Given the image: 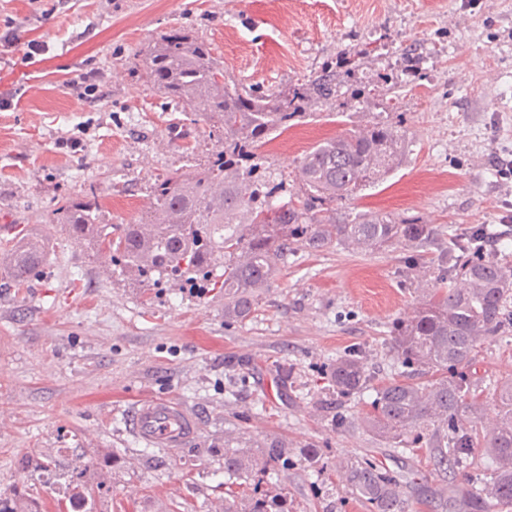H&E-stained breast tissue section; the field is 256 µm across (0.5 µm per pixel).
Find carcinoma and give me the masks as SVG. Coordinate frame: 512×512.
<instances>
[{
	"label": "carcinoma",
	"mask_w": 512,
	"mask_h": 512,
	"mask_svg": "<svg viewBox=\"0 0 512 512\" xmlns=\"http://www.w3.org/2000/svg\"><path fill=\"white\" fill-rule=\"evenodd\" d=\"M153 86L173 101L187 103L197 119L218 134L223 149L201 170L158 178L149 206L128 224L99 222V195L91 190L55 209L57 222L76 242L112 254L120 274L142 285L162 279L182 288L224 292V317L244 320L258 292L270 286L276 257L299 250L320 251L335 243L376 252L404 245L415 249L412 267L437 270L417 276L422 296L413 314L392 328L394 375L375 389L373 414L362 419L375 436L415 453L425 445L433 465L448 478V502L457 512H493L512 507V381L501 387L500 412L482 429L464 422L481 411L464 369L481 344L512 332V266L485 254L492 241L486 228L448 240L433 257L441 230L418 219L359 212L343 203L378 184L401 161V122L373 121L323 140L299 162L301 187L282 200L280 185L252 162L254 150L305 117L313 103L330 99L343 74L328 70L287 90L219 87L224 65L210 44L184 28L159 36L143 52ZM10 283L20 288L42 264L45 241L31 234L3 244ZM453 282L448 287L446 283ZM331 386L340 396L360 393L369 376L353 354L336 358ZM486 477L468 491L456 477L473 464L476 449ZM293 463L288 442L269 437L256 446L224 434V512H288L280 476ZM72 471L73 496L95 504V490ZM341 483L370 512H408L397 476L373 461L341 460ZM0 512H38L20 498L0 497Z\"/></svg>",
	"instance_id": "carcinoma-1"
}]
</instances>
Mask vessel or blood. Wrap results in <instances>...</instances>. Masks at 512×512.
<instances>
[{"label":"vessel or blood","instance_id":"b4317fda","mask_svg":"<svg viewBox=\"0 0 512 512\" xmlns=\"http://www.w3.org/2000/svg\"><path fill=\"white\" fill-rule=\"evenodd\" d=\"M126 425L132 435L152 448H183L199 434L198 419L185 405L152 394L137 399Z\"/></svg>","mask_w":512,"mask_h":512}]
</instances>
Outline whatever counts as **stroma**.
I'll use <instances>...</instances> for the list:
<instances>
[{"instance_id":"35a3bbf8","label":"stroma","mask_w":512,"mask_h":512,"mask_svg":"<svg viewBox=\"0 0 512 512\" xmlns=\"http://www.w3.org/2000/svg\"><path fill=\"white\" fill-rule=\"evenodd\" d=\"M7 17L13 45L0 95L13 106L0 111V225L42 236L49 254L26 287L0 288V496L55 512L73 467L90 457L84 480L101 490L98 512H223L231 432L287 441L292 512H368L335 484L341 457L415 474L418 486L404 490L413 512H449L428 451L402 454L334 418L365 416L374 398L338 402L336 357L360 350L374 384L392 376V326L419 303L410 248L288 256L250 317L233 321L216 292L101 277L96 252L71 240L54 211L94 190L100 223L126 224L156 179L207 165L218 148L208 124L154 89L139 58L182 27L247 89L283 90L351 57L338 96L258 150L287 189H298V162L316 142L397 117L402 163L350 212L416 218L448 237L486 225L512 254V182L496 165L512 156V0H0ZM32 40L48 53L28 57ZM365 45L372 54L358 56ZM93 69L98 89L88 96L77 79ZM31 83L39 94L28 95ZM467 378L482 389L477 424L487 426L495 386L512 379V335L480 345ZM149 393L197 416L193 444L148 448L131 435L125 413ZM308 447L317 463L303 457ZM38 455L51 456L52 478L33 468Z\"/></svg>"}]
</instances>
